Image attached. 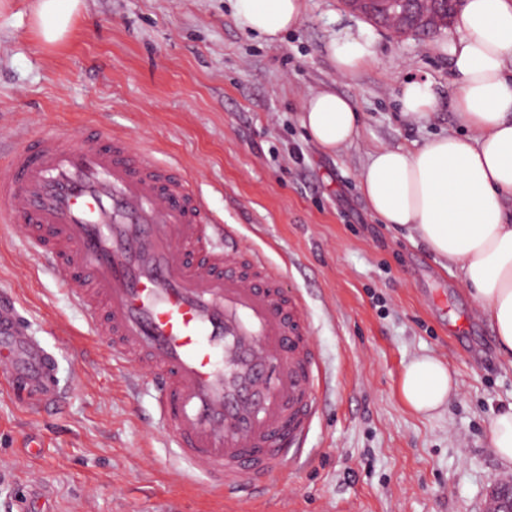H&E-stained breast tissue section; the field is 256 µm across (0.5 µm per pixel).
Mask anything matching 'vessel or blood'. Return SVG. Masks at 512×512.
<instances>
[{"label":"vessel or blood","mask_w":512,"mask_h":512,"mask_svg":"<svg viewBox=\"0 0 512 512\" xmlns=\"http://www.w3.org/2000/svg\"><path fill=\"white\" fill-rule=\"evenodd\" d=\"M0 220L22 225L94 341L151 376L179 454L233 499L287 476L319 410L298 295L225 247L190 180L104 127L47 133L0 157ZM55 357L0 298V380L54 399Z\"/></svg>","instance_id":"obj_1"}]
</instances>
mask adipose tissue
<instances>
[{
  "label": "adipose tissue",
  "mask_w": 512,
  "mask_h": 512,
  "mask_svg": "<svg viewBox=\"0 0 512 512\" xmlns=\"http://www.w3.org/2000/svg\"><path fill=\"white\" fill-rule=\"evenodd\" d=\"M81 0H37L33 27L45 46L71 29ZM236 22L269 42L296 29L304 0H231ZM459 39L446 50L455 92L441 103L430 81L414 78L401 92L402 112L432 120L441 107L458 131L413 150L371 151L359 187L381 223L408 231L456 270L489 322L500 355L512 357V0H465ZM339 76L350 77L377 60L365 30L345 31L326 46ZM310 140L333 153L358 133L352 98L323 90L310 95L299 116ZM448 365L428 355L405 365L400 393L416 414L441 409L455 391Z\"/></svg>",
  "instance_id": "1"
}]
</instances>
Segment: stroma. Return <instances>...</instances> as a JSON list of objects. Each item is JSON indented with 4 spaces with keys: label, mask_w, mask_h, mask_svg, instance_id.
I'll return each instance as SVG.
<instances>
[{
    "label": "stroma",
    "mask_w": 512,
    "mask_h": 512,
    "mask_svg": "<svg viewBox=\"0 0 512 512\" xmlns=\"http://www.w3.org/2000/svg\"><path fill=\"white\" fill-rule=\"evenodd\" d=\"M32 0H0V141L101 125L178 166L237 246L262 254L301 297L320 358V414L296 470L268 491L224 502L181 459L146 378L94 344L45 256L0 222V291L53 352L63 402L36 411L0 384V512H19L31 479L54 512H482L512 462L489 423L512 408V364L457 275L421 243L379 223L357 175L379 147L411 149L456 130L400 110L403 83L454 92L448 26L428 36L373 34L375 64L341 78L326 52L367 26L343 0H306L299 28L267 43L229 0H84L70 36L45 48ZM330 87L353 98L358 135L333 154L299 124ZM419 354L447 362L457 393L430 417L398 392ZM40 429L38 451L25 444Z\"/></svg>",
    "instance_id": "35a3bbf8"
}]
</instances>
